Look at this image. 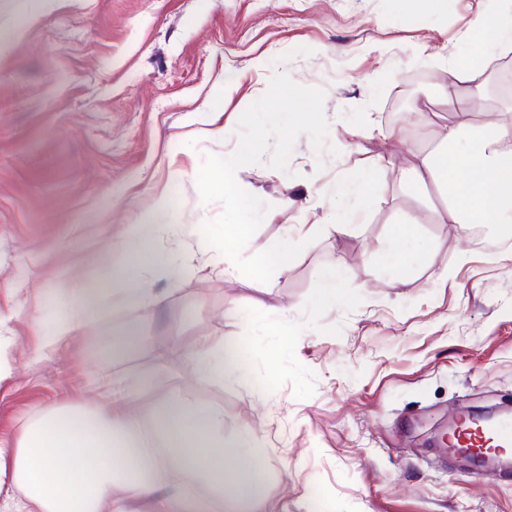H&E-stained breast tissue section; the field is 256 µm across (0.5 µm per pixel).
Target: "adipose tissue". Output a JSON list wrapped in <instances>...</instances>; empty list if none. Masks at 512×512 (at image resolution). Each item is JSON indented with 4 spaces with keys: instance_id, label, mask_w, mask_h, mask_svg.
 I'll list each match as a JSON object with an SVG mask.
<instances>
[{
    "instance_id": "1",
    "label": "adipose tissue",
    "mask_w": 512,
    "mask_h": 512,
    "mask_svg": "<svg viewBox=\"0 0 512 512\" xmlns=\"http://www.w3.org/2000/svg\"><path fill=\"white\" fill-rule=\"evenodd\" d=\"M399 178L411 190L430 183L444 190L452 223L512 224V127L485 122L466 137L447 128L439 148L418 152L416 165ZM153 230L148 222L133 226L134 251L112 272L125 283V301L139 297V271H179L171 255L154 247ZM184 359L213 382L247 380L235 343L203 344ZM133 403L128 393L109 405L55 407L27 422L9 456L21 495L7 499L8 512H127L131 498L198 512L189 488L196 479L223 498L225 512H277L264 449L249 439L225 443L223 411L200 406L186 392L156 405L147 428Z\"/></svg>"
}]
</instances>
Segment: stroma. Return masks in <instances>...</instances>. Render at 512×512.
<instances>
[{
  "label": "stroma",
  "mask_w": 512,
  "mask_h": 512,
  "mask_svg": "<svg viewBox=\"0 0 512 512\" xmlns=\"http://www.w3.org/2000/svg\"><path fill=\"white\" fill-rule=\"evenodd\" d=\"M505 0H0V448L43 411L109 403L135 388L142 419L191 390L224 413V438L267 449V491L281 512H512V470L481 478L432 446L453 413L512 407V233L445 220L442 190L397 175L442 128L512 123V94L479 50V22ZM483 69L480 92L449 103L450 65ZM324 91L328 141L299 136L278 171L245 165L236 179L265 206L245 255L303 243L256 285L227 270L203 223L205 155L230 156L238 121L271 76ZM414 124L395 118L401 95ZM352 171L365 192L339 194ZM336 209L354 222L322 233ZM155 216L154 246L178 275L142 271L139 301L121 303L108 269L130 257L132 225ZM413 220L409 273L387 248ZM349 289L315 305L326 268ZM102 291L71 343L46 347L80 288ZM299 344L281 349L267 323ZM152 348L108 357L127 329ZM237 343L247 386L190 374L200 342Z\"/></svg>",
  "instance_id": "stroma-1"
}]
</instances>
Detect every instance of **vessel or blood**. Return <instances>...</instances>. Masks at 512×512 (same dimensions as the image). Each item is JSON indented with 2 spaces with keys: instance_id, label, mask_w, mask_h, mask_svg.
Instances as JSON below:
<instances>
[{
  "instance_id": "vessel-or-blood-1",
  "label": "vessel or blood",
  "mask_w": 512,
  "mask_h": 512,
  "mask_svg": "<svg viewBox=\"0 0 512 512\" xmlns=\"http://www.w3.org/2000/svg\"><path fill=\"white\" fill-rule=\"evenodd\" d=\"M448 446L470 458L475 475L491 474L492 458L512 448V419L502 418L491 423L460 419L448 438Z\"/></svg>"
}]
</instances>
